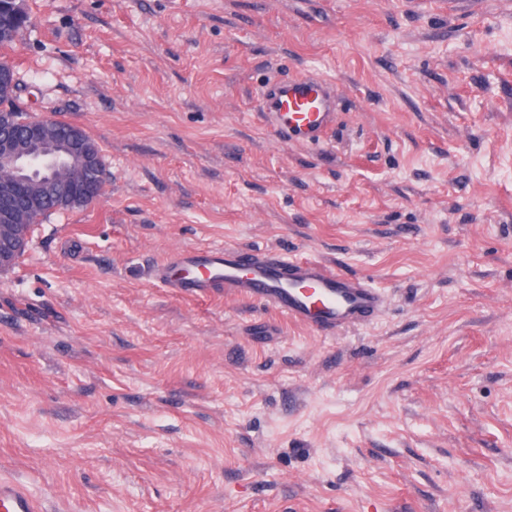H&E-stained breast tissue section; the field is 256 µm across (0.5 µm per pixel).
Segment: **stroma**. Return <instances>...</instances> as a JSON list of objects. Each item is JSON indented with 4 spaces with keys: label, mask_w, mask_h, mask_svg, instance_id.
I'll use <instances>...</instances> for the list:
<instances>
[{
    "label": "stroma",
    "mask_w": 512,
    "mask_h": 512,
    "mask_svg": "<svg viewBox=\"0 0 512 512\" xmlns=\"http://www.w3.org/2000/svg\"><path fill=\"white\" fill-rule=\"evenodd\" d=\"M23 113L83 128L89 208L0 273V473L47 512H512V0H25ZM336 123L277 139L271 76ZM274 248L381 288L320 336L152 276ZM335 104L326 80L282 77L272 82L260 110L286 141L318 144L332 129Z\"/></svg>",
    "instance_id": "obj_1"
}]
</instances>
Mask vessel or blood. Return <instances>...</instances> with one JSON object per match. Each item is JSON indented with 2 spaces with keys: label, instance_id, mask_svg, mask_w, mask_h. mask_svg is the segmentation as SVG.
Masks as SVG:
<instances>
[{
  "label": "vessel or blood",
  "instance_id": "obj_1",
  "mask_svg": "<svg viewBox=\"0 0 512 512\" xmlns=\"http://www.w3.org/2000/svg\"><path fill=\"white\" fill-rule=\"evenodd\" d=\"M334 106L326 80L282 77L272 82L260 110L284 139L317 144L333 126ZM153 276L181 296L257 300L321 334L361 326L379 317L385 305L381 289L365 278L261 248H180L154 267ZM0 512L44 507L24 483L0 476Z\"/></svg>",
  "mask_w": 512,
  "mask_h": 512
}]
</instances>
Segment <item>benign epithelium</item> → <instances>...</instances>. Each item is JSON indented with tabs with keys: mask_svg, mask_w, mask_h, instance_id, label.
<instances>
[{
	"mask_svg": "<svg viewBox=\"0 0 512 512\" xmlns=\"http://www.w3.org/2000/svg\"><path fill=\"white\" fill-rule=\"evenodd\" d=\"M11 113H0V272L11 269L27 251L31 233L21 224L23 215L10 204L15 183L23 179L31 194L45 178L66 179L73 168L91 174L101 166L97 143L82 128L72 127L64 141L51 136L52 119L41 118L19 134Z\"/></svg>",
	"mask_w": 512,
	"mask_h": 512,
	"instance_id": "1",
	"label": "benign epithelium"
}]
</instances>
